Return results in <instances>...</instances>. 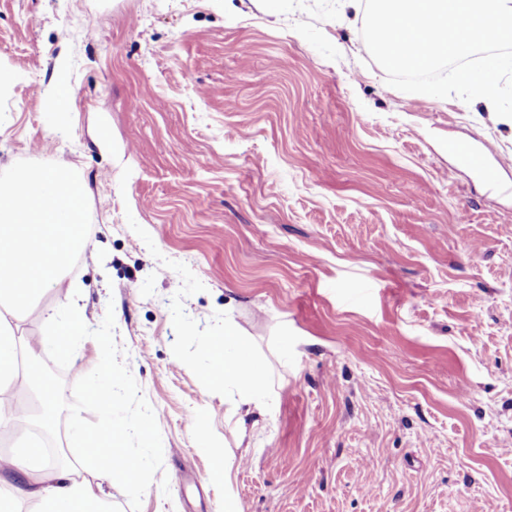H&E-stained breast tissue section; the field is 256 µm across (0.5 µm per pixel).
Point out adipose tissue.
I'll return each mask as SVG.
<instances>
[{"instance_id":"1","label":"adipose tissue","mask_w":512,"mask_h":512,"mask_svg":"<svg viewBox=\"0 0 512 512\" xmlns=\"http://www.w3.org/2000/svg\"><path fill=\"white\" fill-rule=\"evenodd\" d=\"M84 186L60 178L58 171L33 166L0 180V427H7L23 405L13 383L20 373L19 359H36L44 343L18 336L14 319L25 311L42 288L55 289L64 305L75 306L76 288L64 267L73 252L87 245L84 233ZM224 383L246 387L249 401L263 400L261 372L241 340L240 327L224 322ZM37 450L19 448L0 457V512H20L19 501L33 500L40 512H96L105 483L119 473V465L87 447L80 464L59 458L34 475L31 464ZM90 469L94 481L81 479L78 469Z\"/></svg>"}]
</instances>
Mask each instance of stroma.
<instances>
[{"label": "stroma", "mask_w": 512, "mask_h": 512, "mask_svg": "<svg viewBox=\"0 0 512 512\" xmlns=\"http://www.w3.org/2000/svg\"><path fill=\"white\" fill-rule=\"evenodd\" d=\"M259 0H0V172L71 170L84 323L115 317L168 482L141 512H512V123L404 93ZM63 93L55 131L46 100ZM48 289L18 333L52 335ZM262 408L208 376L225 319ZM456 150L462 158L471 159L474 162L476 166L474 169L477 171V174L481 179L487 184L503 193H512V184L503 183L498 179L497 165L495 166L486 163L487 154H493L491 148L485 146L483 149H479L474 147L472 144L460 143L457 145Z\"/></svg>", "instance_id": "35a3bbf8"}]
</instances>
